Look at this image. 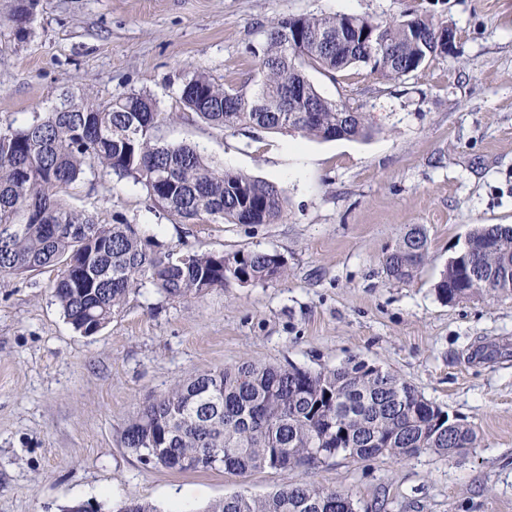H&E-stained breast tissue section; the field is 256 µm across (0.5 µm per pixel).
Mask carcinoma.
<instances>
[{
  "mask_svg": "<svg viewBox=\"0 0 512 512\" xmlns=\"http://www.w3.org/2000/svg\"><path fill=\"white\" fill-rule=\"evenodd\" d=\"M29 8L0 28L22 39ZM442 26L414 16L376 22L335 14L292 16L272 24L258 56L257 89H226L195 71L180 87L183 104L224 129L291 130L335 140L372 134L363 113L323 98L308 69L340 72L364 65L387 80L448 54ZM345 40L321 44L322 34ZM174 114L131 92L99 102L65 94L33 123L0 129V279L56 267L52 293L79 333L104 329L129 295L150 284L169 298H200L244 276L263 284L286 275L279 254L264 250L188 254L163 252L137 224H97L68 207L70 186L104 175L131 178L146 190L150 210L189 223L207 218L273 224L283 213L277 186L220 169L197 148L167 142L162 128ZM428 254L420 227L411 228L384 261L402 283L416 276ZM512 227L485 224L441 273V299L512 291ZM395 374L365 363L312 372L293 364L243 363L195 372L150 400L122 430L121 442L146 465L179 471L222 468L234 474L313 466L343 453L353 459L411 458L425 451L472 448L477 435ZM453 435L454 445L448 444ZM112 512H157L147 501L120 502ZM204 512H357L351 495L311 484L268 496L242 493L210 503Z\"/></svg>",
  "mask_w": 512,
  "mask_h": 512,
  "instance_id": "1",
  "label": "carcinoma"
}]
</instances>
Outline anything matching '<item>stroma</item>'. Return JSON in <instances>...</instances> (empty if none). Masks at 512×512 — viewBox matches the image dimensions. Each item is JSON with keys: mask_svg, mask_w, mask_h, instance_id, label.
<instances>
[{"mask_svg": "<svg viewBox=\"0 0 512 512\" xmlns=\"http://www.w3.org/2000/svg\"><path fill=\"white\" fill-rule=\"evenodd\" d=\"M343 13L427 15L456 31L454 51L398 80L363 65L308 71L322 96L366 116L370 137L224 130L183 106L181 79L193 71L253 91L252 51L278 19ZM25 27L21 41L0 34V126L31 124L67 89L102 102L141 92L175 113L167 141L286 199L274 224L182 223L150 213L142 185L107 175L72 185L70 207L139 225L177 255L271 250L288 275L187 300L148 285L93 336L64 319L55 270L0 281V512L73 501L109 512L130 499L202 512L300 482L352 494L358 512H512V295L447 303L436 293L476 225H512V0H34ZM415 225L428 257L400 283L383 260ZM349 360L413 384L474 429L475 448L236 475L153 467L120 442L145 402L187 373Z\"/></svg>", "mask_w": 512, "mask_h": 512, "instance_id": "stroma-1", "label": "stroma"}]
</instances>
